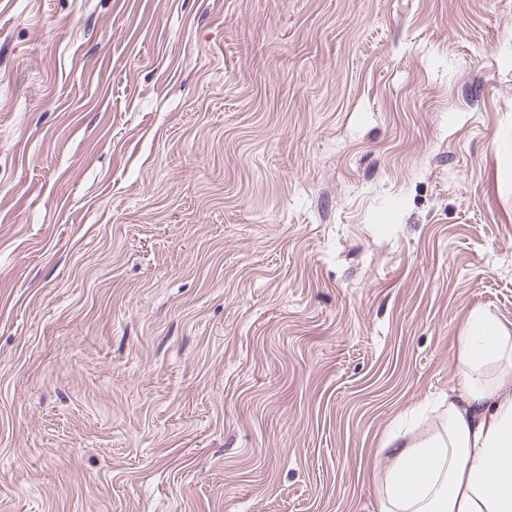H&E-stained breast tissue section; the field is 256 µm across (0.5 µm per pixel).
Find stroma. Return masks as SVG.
Returning a JSON list of instances; mask_svg holds the SVG:
<instances>
[{
    "label": "stroma",
    "mask_w": 512,
    "mask_h": 512,
    "mask_svg": "<svg viewBox=\"0 0 512 512\" xmlns=\"http://www.w3.org/2000/svg\"><path fill=\"white\" fill-rule=\"evenodd\" d=\"M512 329V0H0V512H379Z\"/></svg>",
    "instance_id": "obj_1"
}]
</instances>
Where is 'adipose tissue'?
I'll use <instances>...</instances> for the list:
<instances>
[{
    "mask_svg": "<svg viewBox=\"0 0 512 512\" xmlns=\"http://www.w3.org/2000/svg\"><path fill=\"white\" fill-rule=\"evenodd\" d=\"M439 429L387 436L379 512H512V330L473 311Z\"/></svg>",
    "mask_w": 512,
    "mask_h": 512,
    "instance_id": "1",
    "label": "adipose tissue"
}]
</instances>
